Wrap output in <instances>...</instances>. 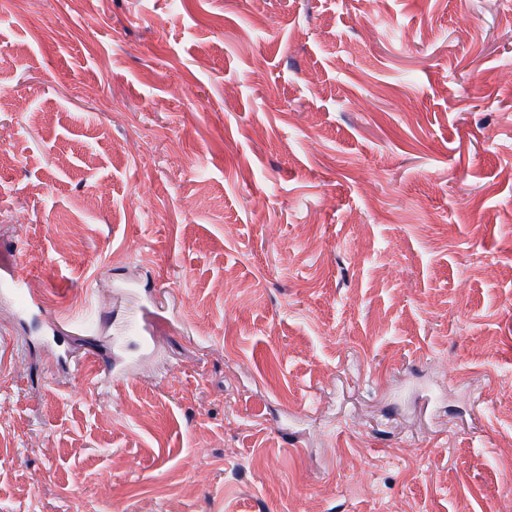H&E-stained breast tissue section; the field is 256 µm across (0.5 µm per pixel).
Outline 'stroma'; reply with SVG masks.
Here are the masks:
<instances>
[{"label": "stroma", "mask_w": 512, "mask_h": 512, "mask_svg": "<svg viewBox=\"0 0 512 512\" xmlns=\"http://www.w3.org/2000/svg\"><path fill=\"white\" fill-rule=\"evenodd\" d=\"M0 125V512H512V0H0Z\"/></svg>", "instance_id": "stroma-1"}]
</instances>
